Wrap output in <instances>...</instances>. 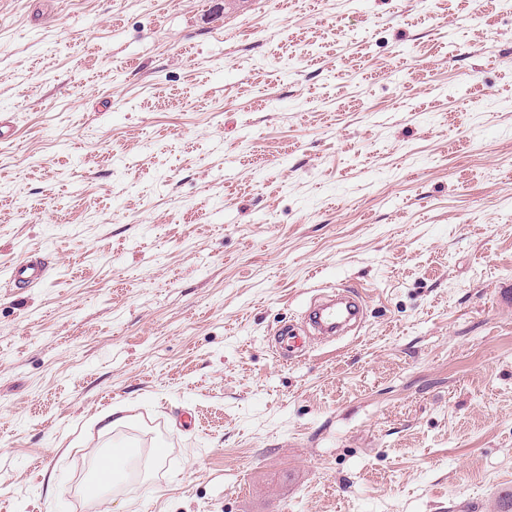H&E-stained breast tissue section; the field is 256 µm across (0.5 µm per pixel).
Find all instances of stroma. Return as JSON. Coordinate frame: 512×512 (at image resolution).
Listing matches in <instances>:
<instances>
[{
  "label": "stroma",
  "mask_w": 512,
  "mask_h": 512,
  "mask_svg": "<svg viewBox=\"0 0 512 512\" xmlns=\"http://www.w3.org/2000/svg\"><path fill=\"white\" fill-rule=\"evenodd\" d=\"M338 288L362 327L278 356ZM507 493L501 0H0V512ZM10 276L18 285L41 283L47 278L48 270L42 262L21 261L13 266ZM129 462V454L126 450L118 448L112 452V456L108 460L101 462L97 471V480L99 485H110L114 480L121 475Z\"/></svg>",
  "instance_id": "35a3bbf8"
}]
</instances>
